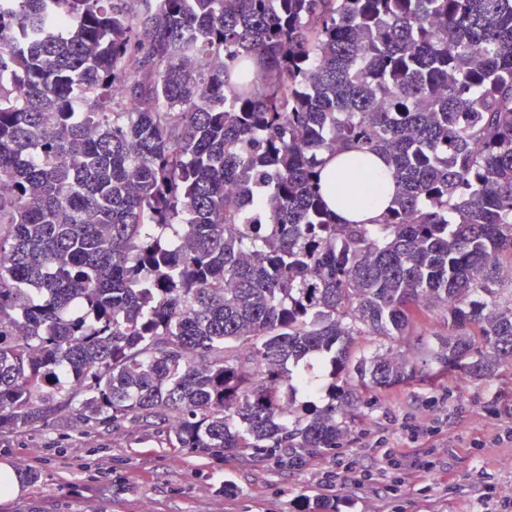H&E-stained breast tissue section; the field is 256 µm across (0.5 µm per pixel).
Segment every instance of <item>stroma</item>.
Returning <instances> with one entry per match:
<instances>
[{
    "instance_id": "obj_1",
    "label": "stroma",
    "mask_w": 512,
    "mask_h": 512,
    "mask_svg": "<svg viewBox=\"0 0 512 512\" xmlns=\"http://www.w3.org/2000/svg\"><path fill=\"white\" fill-rule=\"evenodd\" d=\"M511 405L512 364L490 377L441 374L411 382L362 404L351 438L300 472L229 452L218 459L177 453L159 447L153 431L132 427L114 435L69 428L18 433L0 443V463L24 477L36 470L39 479L25 478L22 493L0 502V512H301L317 492L322 467L358 456L368 437L403 444L399 425L406 417L440 420L433 443L457 449L454 483L425 493L408 482L385 501L365 492L339 512H475L467 492L472 469L485 467L502 494L512 493V442L498 438L512 427L503 413ZM496 409L502 415L494 420ZM35 448L45 451L42 463L30 457ZM224 476L231 490L220 489Z\"/></svg>"
}]
</instances>
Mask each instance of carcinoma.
Instances as JSON below:
<instances>
[{
    "mask_svg": "<svg viewBox=\"0 0 512 512\" xmlns=\"http://www.w3.org/2000/svg\"><path fill=\"white\" fill-rule=\"evenodd\" d=\"M345 150L341 203L392 167L376 224L324 198ZM2 185L0 439L337 448L358 391L512 359V0H0ZM356 154L357 152L346 151L327 161L325 166L326 175H331V187L328 192L327 201L332 210L342 219L372 224L371 222H376L380 219L383 208L391 200L394 192V182L391 169L385 159L381 156L371 154L369 158L372 163L374 179L370 182H363L361 179L357 178V184L361 193L364 196L373 198V201L367 203L360 209H355L349 205L339 206L336 202V171L344 159ZM310 376L312 378L313 383L318 386V389L315 393H307L305 391H298L296 393L297 400L299 402L311 401L312 403L305 404H313L315 403L318 406H323L328 403V399L325 396L324 390L321 388L326 387L330 382H332V377L328 374V371L322 370L314 367L313 370L310 371Z\"/></svg>",
    "mask_w": 512,
    "mask_h": 512,
    "instance_id": "obj_1",
    "label": "carcinoma"
}]
</instances>
